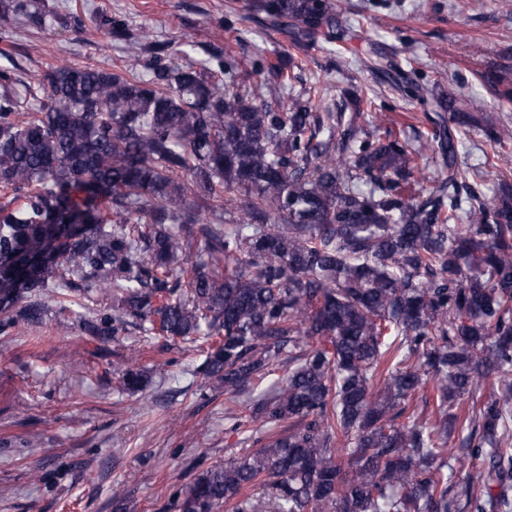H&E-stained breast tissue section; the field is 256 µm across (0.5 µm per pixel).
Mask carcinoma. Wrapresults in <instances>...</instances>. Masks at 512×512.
<instances>
[{
    "label": "carcinoma",
    "mask_w": 512,
    "mask_h": 512,
    "mask_svg": "<svg viewBox=\"0 0 512 512\" xmlns=\"http://www.w3.org/2000/svg\"><path fill=\"white\" fill-rule=\"evenodd\" d=\"M291 45L344 39L341 0H249ZM58 22L47 0H0V40ZM129 54L64 64L31 85L0 66V333L43 322L88 283L127 326L201 341L204 378L255 403L259 448L182 486L176 512H512V173L488 199L454 132L425 141L312 99H279L286 67L195 61L105 14ZM512 101L506 66L479 74ZM425 106L429 89L409 78ZM440 155L441 176L425 170ZM137 391L147 376L120 369ZM432 386V410L415 411ZM489 395H484L486 386Z\"/></svg>",
    "instance_id": "1"
}]
</instances>
